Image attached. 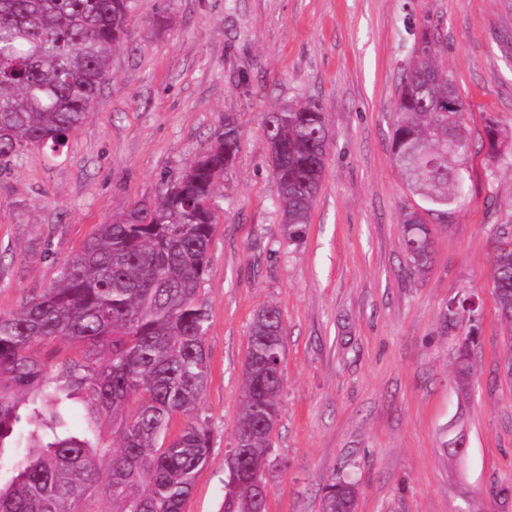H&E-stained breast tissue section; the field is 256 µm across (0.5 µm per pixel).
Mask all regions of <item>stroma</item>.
<instances>
[{"label": "stroma", "mask_w": 512, "mask_h": 512, "mask_svg": "<svg viewBox=\"0 0 512 512\" xmlns=\"http://www.w3.org/2000/svg\"><path fill=\"white\" fill-rule=\"evenodd\" d=\"M430 27L465 103V205L432 225L429 272L408 270L401 216L416 197L393 162L402 70ZM97 106L58 157L33 146L0 169V314L48 288L100 224L153 204L225 122L239 148L197 296L210 315L199 413L212 452L185 512H220L256 311L286 328L267 512H319L331 478L357 512H512V383L491 295L495 229L512 224V168L491 165L488 119L512 131V0H135ZM321 104L330 149L302 239L284 241L263 116ZM481 300L474 388L451 371ZM464 435L466 453L448 445Z\"/></svg>", "instance_id": "35a3bbf8"}]
</instances>
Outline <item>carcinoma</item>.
I'll list each match as a JSON object with an SVG mask.
<instances>
[{"instance_id":"cac0c4a2","label":"carcinoma","mask_w":512,"mask_h":512,"mask_svg":"<svg viewBox=\"0 0 512 512\" xmlns=\"http://www.w3.org/2000/svg\"><path fill=\"white\" fill-rule=\"evenodd\" d=\"M133 0H0V165L31 146L57 155L80 129L110 79L112 52L125 42ZM461 98L428 29L418 36L395 104L393 161L419 199L402 216L411 273L429 271L434 220L448 223L465 201L462 167L470 139ZM267 142L285 155L271 164L279 188L282 235L301 238L321 186L330 144L321 105L304 100L266 113ZM489 157L512 167V135L487 121ZM239 147L224 124L158 200L100 224L55 281L19 311L0 314V512H184L208 463L212 434L199 415L210 377L207 309L196 297L207 272L221 208L215 185ZM507 336L500 372L512 380V224L497 228L492 291ZM469 295L448 302V322L472 318ZM81 346L80 360L52 368L34 346ZM285 326L278 307L258 310L243 363L241 409L224 485L236 474L257 479L224 491L222 512H261L256 484L268 489L271 435L280 416ZM473 367L457 356L452 378L470 389ZM84 395L112 418L113 448L72 428V401ZM183 426L172 431L175 418ZM321 512H357L356 485L332 480Z\"/></svg>"}]
</instances>
